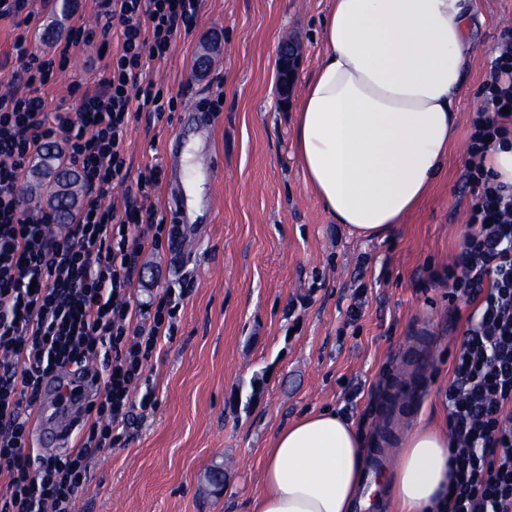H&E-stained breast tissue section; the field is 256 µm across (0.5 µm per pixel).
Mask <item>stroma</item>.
<instances>
[{"instance_id":"stroma-1","label":"stroma","mask_w":512,"mask_h":512,"mask_svg":"<svg viewBox=\"0 0 512 512\" xmlns=\"http://www.w3.org/2000/svg\"><path fill=\"white\" fill-rule=\"evenodd\" d=\"M473 5L478 24L448 159L421 205L382 240L335 223L308 188L294 145L297 97L277 89L284 42L300 46L299 77L318 64L330 0H201L192 31L177 35L166 59L146 62L147 78L177 104L162 119L132 120L127 182L165 161L175 136H193L189 111L214 103L208 142L222 190L207 221L187 231L182 263L167 245L142 258L143 301L182 292L174 334L140 381L156 405L92 461L75 512H245L275 433L308 411L347 416L365 442L383 439L392 462L418 423H445L444 392L472 307L449 302L441 277L460 251L471 202L470 119L500 33L512 28V0ZM32 8L25 28L0 21V75L19 64L18 33L27 52L49 54L75 19L98 27L108 5L34 0ZM116 46L115 35L100 34L76 51L43 90L50 106L73 107L70 84L100 75ZM416 365L426 370L416 401L398 435L381 438L375 408Z\"/></svg>"}]
</instances>
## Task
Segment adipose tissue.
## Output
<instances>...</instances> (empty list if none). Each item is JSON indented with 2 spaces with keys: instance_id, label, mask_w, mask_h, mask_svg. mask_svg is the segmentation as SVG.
<instances>
[{
  "instance_id": "ef3b65f1",
  "label": "adipose tissue",
  "mask_w": 512,
  "mask_h": 512,
  "mask_svg": "<svg viewBox=\"0 0 512 512\" xmlns=\"http://www.w3.org/2000/svg\"><path fill=\"white\" fill-rule=\"evenodd\" d=\"M472 25L468 0H332L295 143L336 223L383 237L429 194L455 135ZM365 469L351 421L329 409L304 414L267 448L249 512H353ZM384 496L391 512H445L447 430L408 435Z\"/></svg>"
}]
</instances>
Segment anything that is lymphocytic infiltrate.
I'll list each match as a JSON object with an SVG mask.
<instances>
[{
    "mask_svg": "<svg viewBox=\"0 0 512 512\" xmlns=\"http://www.w3.org/2000/svg\"><path fill=\"white\" fill-rule=\"evenodd\" d=\"M199 7L200 0H110L117 49L101 77L71 86L77 109H49L41 91L74 50L93 44L95 32L82 22L53 58L24 56L0 92V512H74L92 460L117 442L134 411L155 406L152 391L136 400L132 389L179 312L169 290L151 313L136 299L143 254L177 232L149 203L161 166L146 165L122 204L103 199L128 175L132 115L160 119L175 109L144 78V62L165 59ZM481 93L465 162L467 229L446 274L449 297L474 306L445 392L448 512H512V185L485 166L491 146L512 135V29L500 36ZM55 144L84 186L60 233L51 213H28L18 193L26 164ZM93 362L101 365V394L86 409L80 438L64 453L33 457L42 379Z\"/></svg>",
    "mask_w": 512,
    "mask_h": 512,
    "instance_id": "obj_1",
    "label": "lymphocytic infiltrate"
}]
</instances>
